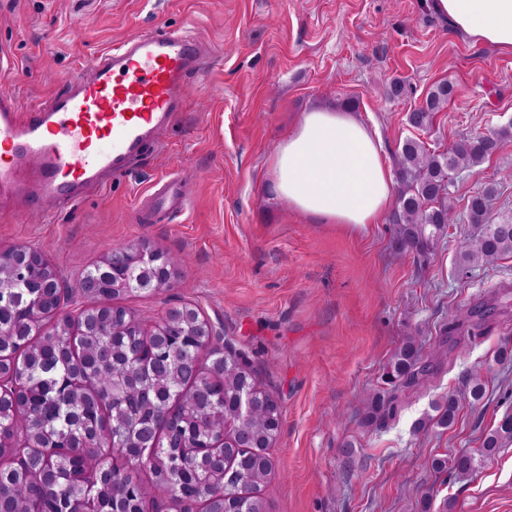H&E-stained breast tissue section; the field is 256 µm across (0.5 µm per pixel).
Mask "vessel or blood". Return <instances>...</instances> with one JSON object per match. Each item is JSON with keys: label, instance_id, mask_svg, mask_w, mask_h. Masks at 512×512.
Returning <instances> with one entry per match:
<instances>
[{"label": "vessel or blood", "instance_id": "vessel-or-blood-1", "mask_svg": "<svg viewBox=\"0 0 512 512\" xmlns=\"http://www.w3.org/2000/svg\"><path fill=\"white\" fill-rule=\"evenodd\" d=\"M204 59L202 43L186 33L138 32L36 107L1 95L0 210L58 212L127 171L182 111Z\"/></svg>", "mask_w": 512, "mask_h": 512}]
</instances>
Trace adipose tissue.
Returning <instances> with one entry per match:
<instances>
[{"label":"adipose tissue","instance_id":"1","mask_svg":"<svg viewBox=\"0 0 512 512\" xmlns=\"http://www.w3.org/2000/svg\"><path fill=\"white\" fill-rule=\"evenodd\" d=\"M434 11L472 42L512 51V0H432ZM272 190L318 224L356 234L382 221L396 189L378 137L351 112H304L275 150Z\"/></svg>","mask_w":512,"mask_h":512}]
</instances>
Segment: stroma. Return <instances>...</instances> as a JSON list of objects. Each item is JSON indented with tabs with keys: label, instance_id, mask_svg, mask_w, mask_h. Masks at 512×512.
I'll list each match as a JSON object with an SVG mask.
<instances>
[{
	"label": "stroma",
	"instance_id": "stroma-1",
	"mask_svg": "<svg viewBox=\"0 0 512 512\" xmlns=\"http://www.w3.org/2000/svg\"><path fill=\"white\" fill-rule=\"evenodd\" d=\"M155 28L190 31L212 48L183 112L147 157L70 210L1 217L0 248H37L69 291L117 246L145 242L175 258L173 287L124 304L148 327L169 308L196 306L279 397L268 512H512V443L467 474L432 466L475 452L512 413V361L494 360L512 349V255L464 273L455 261L463 224L418 257L393 250L390 219L347 235L291 213L271 190L276 147L316 105L354 99L390 160L408 138L444 150L512 127V52L471 42L431 0H0L11 67L0 90L33 107L99 52ZM395 78L406 84L398 98L387 94ZM443 80L453 96L430 129H413L408 113ZM506 171L512 137L456 180V214L493 183L492 215H512ZM174 175L189 205L152 212L155 184ZM478 305L494 311L485 336L444 335L457 309ZM416 329L424 351L444 347L437 375L401 389L384 424L361 427L364 401ZM473 374L485 384L481 403L463 406L451 428L416 431Z\"/></svg>",
	"mask_w": 512,
	"mask_h": 512
}]
</instances>
